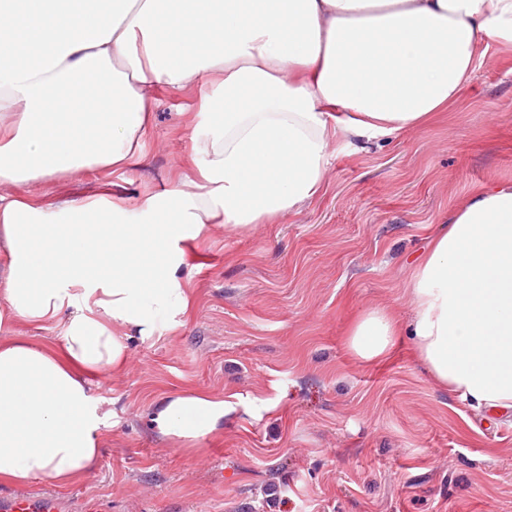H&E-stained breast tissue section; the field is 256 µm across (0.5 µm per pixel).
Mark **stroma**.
Segmentation results:
<instances>
[{
	"instance_id": "1",
	"label": "stroma",
	"mask_w": 512,
	"mask_h": 512,
	"mask_svg": "<svg viewBox=\"0 0 512 512\" xmlns=\"http://www.w3.org/2000/svg\"><path fill=\"white\" fill-rule=\"evenodd\" d=\"M458 104L367 151L338 147L322 193L252 230L213 226L188 248L194 311L132 339L125 370L98 374L112 412L95 469L64 486L111 512H512V411L479 413L448 395L401 340L383 361L347 353L361 311L408 319L403 283L451 209L512 182V49L490 42ZM196 88H153L145 158L4 187L45 223L64 202L167 186L206 126ZM202 389L234 411L192 452L152 423L163 397Z\"/></svg>"
}]
</instances>
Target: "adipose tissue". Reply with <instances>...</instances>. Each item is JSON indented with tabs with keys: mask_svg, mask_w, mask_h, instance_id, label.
<instances>
[{
	"mask_svg": "<svg viewBox=\"0 0 512 512\" xmlns=\"http://www.w3.org/2000/svg\"><path fill=\"white\" fill-rule=\"evenodd\" d=\"M512 45V0H0V186L141 159L151 88L202 86L210 126L168 189L72 203L47 224L0 196V325L52 323L58 347L0 343V482L93 470L110 414L92 377L127 363L155 316H189L184 245L247 229L323 189L335 143L364 150L459 101L484 40ZM404 290L411 317L359 313L363 363L402 337L459 402L512 410V183L476 188L431 237ZM226 403L168 395L153 422L194 448Z\"/></svg>",
	"mask_w": 512,
	"mask_h": 512,
	"instance_id": "obj_1",
	"label": "adipose tissue"
}]
</instances>
